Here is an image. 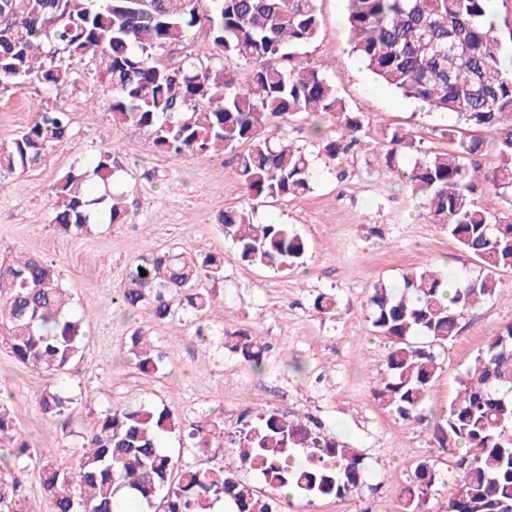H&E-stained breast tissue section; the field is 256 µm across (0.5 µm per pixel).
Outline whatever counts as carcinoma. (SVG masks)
I'll list each match as a JSON object with an SVG mask.
<instances>
[{
    "instance_id": "carcinoma-1",
    "label": "carcinoma",
    "mask_w": 512,
    "mask_h": 512,
    "mask_svg": "<svg viewBox=\"0 0 512 512\" xmlns=\"http://www.w3.org/2000/svg\"><path fill=\"white\" fill-rule=\"evenodd\" d=\"M317 0H0V90L37 82L60 95L74 84L85 59L100 61L112 119L146 129L163 151L236 157V175L248 200L298 197L311 189L314 157L331 164L361 143L363 115L348 109L317 67L295 60L293 49L320 33ZM353 49L376 78L429 109L455 117L445 129V152L412 157L408 133L392 129L385 167L421 198L429 222L441 224L479 268L463 274L454 291L448 278L428 266L411 268L392 288L374 284L368 298L373 332L388 340L386 375L375 397L405 422L427 421L425 403L442 369L440 351L458 334L466 312L492 300L501 273L512 270V222L501 223L495 200L512 194V71L502 64L504 45L486 23L488 0H347ZM209 43L195 56L162 62L159 51L181 43L193 28ZM246 66L231 72L224 60ZM331 114L337 137L314 153L275 137L273 128L295 115ZM497 136V166L485 169L471 156ZM71 136L67 103L39 104L30 124L0 143V174L24 172L49 149ZM248 145L243 153L236 152ZM119 171L112 149H102L84 167L64 172L56 184L50 223L69 235H85L103 211L123 224L128 208L112 194ZM217 225L235 245L240 261L288 270L303 265L307 242L288 224L256 223L252 211L224 210ZM147 275H140V270ZM224 281V256L168 248L130 265L112 302L159 324L201 319L216 303L208 283ZM71 294L53 263L31 254L0 255V325L14 358L50 376L63 374L81 357L83 319L71 312ZM228 353L260 371L270 346L245 330L221 333ZM143 374L164 369L163 355L136 329L124 346ZM459 390L436 425L441 448L464 450L459 474L443 512H512V323L487 344L461 374ZM75 398L57 386L39 399L42 413L65 427ZM182 430L167 408L116 405L82 435L76 470L45 460L19 432L0 404V512H32L10 464L38 468L50 512H114L132 497L154 512H282L288 495L344 498L367 477L363 456L300 420L274 408H246L239 426L224 432V420L206 415L187 432L200 450L229 447L236 466L174 467L160 438ZM253 472L263 494L243 481ZM435 464L416 466L400 488V512H427Z\"/></svg>"
}]
</instances>
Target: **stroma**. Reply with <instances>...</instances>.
Masks as SVG:
<instances>
[{
    "label": "stroma",
    "mask_w": 512,
    "mask_h": 512,
    "mask_svg": "<svg viewBox=\"0 0 512 512\" xmlns=\"http://www.w3.org/2000/svg\"><path fill=\"white\" fill-rule=\"evenodd\" d=\"M317 6L320 34L297 48V56L326 70L365 123L359 149L335 165L317 164L312 190L256 208L258 221L292 225L306 240L307 257L298 269L273 271L238 260L216 224L225 209L247 202L232 155L167 153L144 130L113 122L95 61L79 64L65 97L72 139L53 146L41 165L0 176V254L21 250L52 261L75 316L86 320L83 357L56 380L20 365L0 336V399L44 458L75 469L79 437L103 411L149 402L186 426L205 412L220 414L228 432L237 429L244 408L272 407L291 419L317 421L363 455L367 479L358 492L343 499L295 497L285 512H397V491L413 479L418 462L432 460L443 472H455L454 457L433 439L434 423L471 360L512 323V272L504 273L498 296L462 319L425 406L428 422L407 424L382 407L374 391L385 375L389 343L369 322L373 285L397 281L410 267L429 265L453 277L473 264L442 225L429 222L410 190L387 171L379 150L385 130L397 127L423 152L446 151L443 130L455 119L384 86L368 93L374 78L351 49L345 0H318ZM36 99L50 105L55 96L35 83L0 92V142L31 122ZM109 147L124 170L127 222L100 224L87 235L61 233L51 222L57 180ZM174 245L224 257V279L212 286L219 305L208 322L209 337L197 336L192 324H155L112 303L131 262ZM321 293L336 296L333 314L314 308ZM137 326L165 355L160 373H140L123 354L122 343ZM223 329H245L270 344L262 372L224 352L217 336ZM295 358L302 372L290 369ZM54 381L77 398L65 427L48 421L38 404Z\"/></svg>",
    "instance_id": "35a3bbf8"
}]
</instances>
